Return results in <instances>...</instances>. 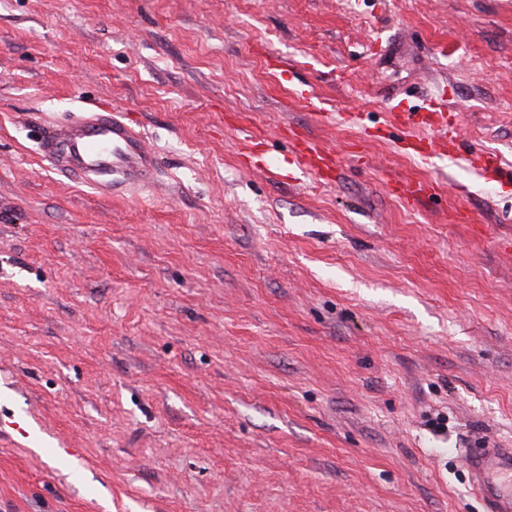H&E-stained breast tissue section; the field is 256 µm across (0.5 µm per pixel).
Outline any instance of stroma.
I'll return each instance as SVG.
<instances>
[{"label":"stroma","mask_w":512,"mask_h":512,"mask_svg":"<svg viewBox=\"0 0 512 512\" xmlns=\"http://www.w3.org/2000/svg\"><path fill=\"white\" fill-rule=\"evenodd\" d=\"M93 108L151 186L42 160ZM435 119L512 162V0H0V512H484L512 182ZM292 158L296 160L305 170L315 176H324V165L328 167L329 157L315 148L311 142L301 140L296 147L291 149Z\"/></svg>","instance_id":"35a3bbf8"}]
</instances>
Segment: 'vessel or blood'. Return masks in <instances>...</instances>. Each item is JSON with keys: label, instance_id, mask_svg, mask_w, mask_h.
I'll return each instance as SVG.
<instances>
[{"label": "vessel or blood", "instance_id": "obj_1", "mask_svg": "<svg viewBox=\"0 0 512 512\" xmlns=\"http://www.w3.org/2000/svg\"><path fill=\"white\" fill-rule=\"evenodd\" d=\"M42 151L56 172L103 192L149 186L157 171V158L140 130L105 110L58 126L44 138ZM292 156L314 175L323 174L328 161L306 140ZM463 461L485 512H512V448H472Z\"/></svg>", "mask_w": 512, "mask_h": 512}]
</instances>
